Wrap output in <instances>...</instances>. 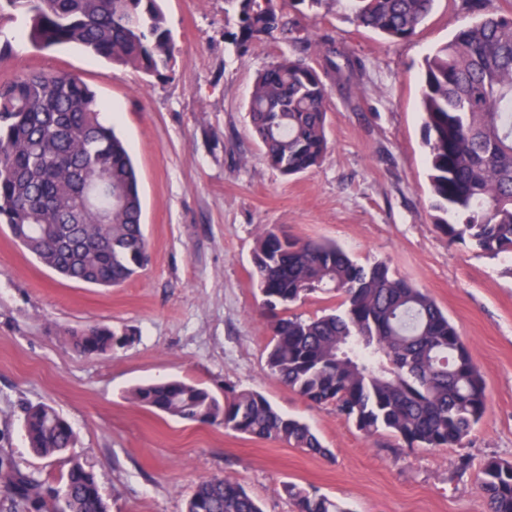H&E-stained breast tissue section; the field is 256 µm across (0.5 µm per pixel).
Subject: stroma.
<instances>
[{
  "label": "stroma",
  "mask_w": 512,
  "mask_h": 512,
  "mask_svg": "<svg viewBox=\"0 0 512 512\" xmlns=\"http://www.w3.org/2000/svg\"><path fill=\"white\" fill-rule=\"evenodd\" d=\"M176 47L172 73L144 79L78 46L39 49L24 15L0 21V80L21 70L79 75L137 168L149 261L118 288L62 279L0 226V456L58 481L72 462L96 478L109 512H185L211 476L241 483L264 512H295L281 486L313 488L350 512H487L484 462L512 463V258L449 242L430 208L420 112L424 59L469 22L461 0H436L417 34L389 42L353 23L291 10L311 34H330L367 66L331 91V149L307 173L286 177L261 159L247 114L257 72L288 47L270 41L238 56L224 0H162ZM333 242L363 265L386 261L425 288L469 344L488 395L461 448H403L364 436L330 404L312 406L266 369L267 320L250 279L263 227ZM91 323L131 330L110 357L74 352L66 332ZM181 378L223 396L263 394L306 422L329 456L156 414L128 392ZM52 406L77 445L43 457L28 445L24 411ZM468 466L458 471L459 455Z\"/></svg>",
  "instance_id": "obj_1"
}]
</instances>
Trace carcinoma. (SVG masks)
<instances>
[{"label": "carcinoma", "instance_id": "1", "mask_svg": "<svg viewBox=\"0 0 512 512\" xmlns=\"http://www.w3.org/2000/svg\"><path fill=\"white\" fill-rule=\"evenodd\" d=\"M319 11L340 0H225L236 13L232 45L241 56L284 39L292 53L256 75L249 100L261 158L286 177L326 157L331 84L365 68L313 37L290 17V3ZM436 0H345L358 26L386 40L414 36ZM474 20L425 60L421 112L431 207L455 216L436 227L492 255L512 252V10L496 0H462ZM23 12L27 38L51 49L77 45L146 77L172 70L175 42L158 0H0V17ZM318 52L322 70L307 62ZM104 178L120 200L86 206L79 187ZM138 175L124 142L101 119L97 95L71 73L23 72L0 81V224L42 266L90 286L131 280L148 261ZM251 278L269 323L271 376L312 404H332L367 436L381 431L412 448H458L482 419L486 388L472 352L429 293L380 261L358 264L335 243L296 239L267 228L252 254ZM340 306L304 318L290 306L318 292ZM103 324L69 333L85 355L105 356L127 340ZM139 406L180 420L286 442L313 455L327 449L302 420L257 391H224L172 379L135 387ZM30 448L53 456L76 445L51 406L26 409ZM487 512H512V463L491 457L481 469ZM296 512H350L315 489L286 482ZM0 492L24 512H109L92 473L73 464L58 485L0 457ZM186 512H263L237 481H199Z\"/></svg>", "mask_w": 512, "mask_h": 512}]
</instances>
